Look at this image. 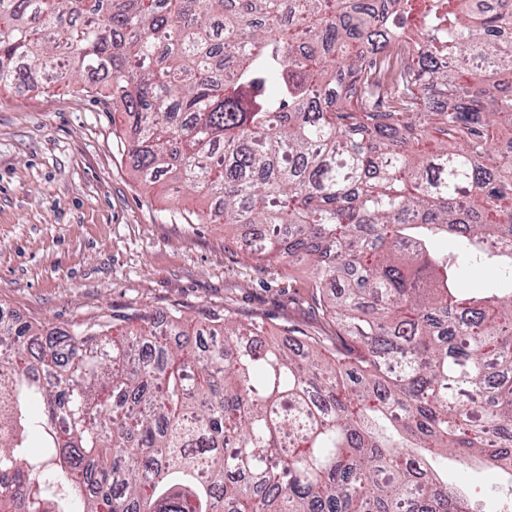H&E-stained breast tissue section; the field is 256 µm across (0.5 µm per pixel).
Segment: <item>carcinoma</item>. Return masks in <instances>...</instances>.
<instances>
[{"instance_id": "obj_1", "label": "carcinoma", "mask_w": 512, "mask_h": 512, "mask_svg": "<svg viewBox=\"0 0 512 512\" xmlns=\"http://www.w3.org/2000/svg\"><path fill=\"white\" fill-rule=\"evenodd\" d=\"M43 74L336 335L0 316V512H478L450 455L512 512V0H0V87ZM499 482L500 477L492 470L448 461V483L465 488L485 512H495L497 508L495 488Z\"/></svg>"}]
</instances>
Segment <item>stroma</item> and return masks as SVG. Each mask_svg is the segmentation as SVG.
<instances>
[{"instance_id":"35a3bbf8","label":"stroma","mask_w":512,"mask_h":512,"mask_svg":"<svg viewBox=\"0 0 512 512\" xmlns=\"http://www.w3.org/2000/svg\"><path fill=\"white\" fill-rule=\"evenodd\" d=\"M118 108L48 85L0 91V309L69 329L120 315L262 318L332 336L307 296L309 266L257 264L244 231L201 224L198 197L144 183ZM499 476L449 463L448 482L495 512Z\"/></svg>"}]
</instances>
